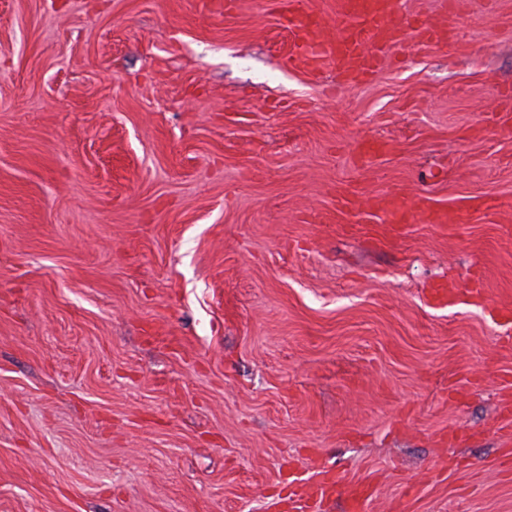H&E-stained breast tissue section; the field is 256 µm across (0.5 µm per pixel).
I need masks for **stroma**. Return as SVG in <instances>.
<instances>
[{
	"label": "stroma",
	"mask_w": 512,
	"mask_h": 512,
	"mask_svg": "<svg viewBox=\"0 0 512 512\" xmlns=\"http://www.w3.org/2000/svg\"><path fill=\"white\" fill-rule=\"evenodd\" d=\"M398 15L349 81L281 0H0V512H512V0ZM369 209L389 212L393 217V223H405L409 220V212L413 209L418 212L425 221L432 224H453L452 216L447 210L435 206L427 196H419L411 205L399 204L383 198H366L363 203ZM461 295H466L469 298H480L482 296V288H479L477 281H473L468 288H465L464 293H461L456 288H447L446 285H436L428 289L429 301L438 305L454 301ZM333 487V478L328 475H321L308 486H302L298 501L303 503V507H310L315 501L328 496L332 492Z\"/></svg>",
	"instance_id": "obj_1"
}]
</instances>
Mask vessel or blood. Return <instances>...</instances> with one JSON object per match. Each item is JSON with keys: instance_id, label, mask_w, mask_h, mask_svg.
I'll list each match as a JSON object with an SVG mask.
<instances>
[{"instance_id": "vessel-or-blood-1", "label": "vessel or blood", "mask_w": 512, "mask_h": 512, "mask_svg": "<svg viewBox=\"0 0 512 512\" xmlns=\"http://www.w3.org/2000/svg\"><path fill=\"white\" fill-rule=\"evenodd\" d=\"M285 8L290 22L296 23L302 38L295 48L296 58L303 64L319 67L331 63L340 74L354 78L375 71L381 55L391 49L401 38L426 43L442 39L441 29L416 18H398L397 0H338L336 18L340 30L328 37L320 32L321 24L308 12L303 0H286ZM366 207L389 212L394 222L404 223L410 212H418L432 224H447L452 220L446 210L435 206L429 197H418L412 205H404L383 198H366ZM478 298L482 290L478 283H470L466 290L436 285L428 290V299L441 305L459 296ZM334 487L332 477L323 475L313 483L302 487L299 500L303 505L328 496Z\"/></svg>"}]
</instances>
